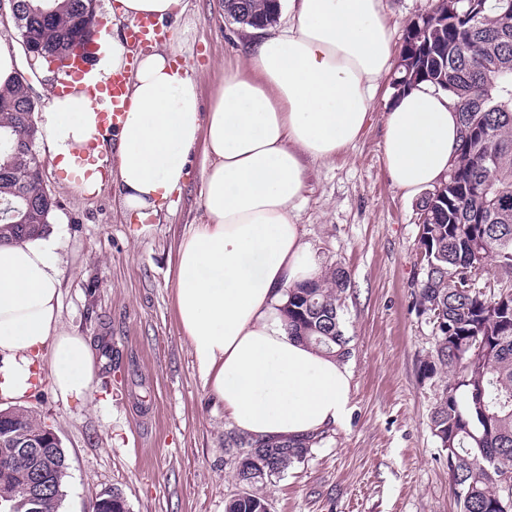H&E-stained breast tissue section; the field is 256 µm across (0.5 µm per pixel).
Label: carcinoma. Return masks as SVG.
<instances>
[{
  "instance_id": "1",
  "label": "carcinoma",
  "mask_w": 512,
  "mask_h": 512,
  "mask_svg": "<svg viewBox=\"0 0 512 512\" xmlns=\"http://www.w3.org/2000/svg\"><path fill=\"white\" fill-rule=\"evenodd\" d=\"M25 33L44 56H78L82 44L83 0H21ZM470 11L454 16L451 4L434 6L445 23L422 35L423 44H402L400 56L415 62L397 72L405 88L427 81L448 87L461 116V139L450 165L448 198H422L437 213L424 225L431 255L424 258L422 286L414 291L421 316L437 314L448 329L432 337L431 355L420 362L424 378L447 375L430 417L441 451L456 461L450 470L457 512H512V0H464ZM252 12L271 24L275 0H253ZM27 106L19 76L0 89V242H22L43 234L53 201L29 205L37 188L31 157L19 153L21 111ZM491 262L498 283L489 296L463 285L464 273ZM348 276L340 267L315 281L288 289V331L328 353L349 354L350 338L340 326L339 309ZM0 417L28 430L45 427L25 407H7ZM319 434L304 441L255 444L228 433L226 448H250L253 460L236 469L242 491L226 500L224 512H264L267 501L254 490L260 480L278 475L322 444ZM43 469L50 484L37 508L19 504L15 512H58L68 464L57 448L38 462L28 454L13 457L0 475V496L25 485Z\"/></svg>"
}]
</instances>
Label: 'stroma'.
<instances>
[{"label":"stroma","instance_id":"stroma-1","mask_svg":"<svg viewBox=\"0 0 512 512\" xmlns=\"http://www.w3.org/2000/svg\"><path fill=\"white\" fill-rule=\"evenodd\" d=\"M382 4L397 50L408 23L435 0ZM246 38L221 0H188L183 21L167 23L142 50L180 48L206 110ZM0 39L46 109L50 84L32 71L12 21L0 22ZM393 99L382 80L355 144L309 165L299 221L321 268L349 276L340 320L351 339L352 412L304 462L260 484L269 512H456L448 458L430 429L441 382L419 369L432 339L415 310L418 200L392 184L382 154ZM200 180L201 162L191 160L172 206L141 220L127 214L114 183L84 195L46 168L63 218L48 230L62 270L60 325L112 352L89 398L56 399L46 356L20 401L61 441L68 475L59 512H91L107 491L120 492L128 512H224L239 490V454L224 446L230 423L203 387L175 305L178 247L202 218Z\"/></svg>","mask_w":512,"mask_h":512}]
</instances>
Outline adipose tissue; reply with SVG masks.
<instances>
[{"label": "adipose tissue", "instance_id": "adipose-tissue-1", "mask_svg": "<svg viewBox=\"0 0 512 512\" xmlns=\"http://www.w3.org/2000/svg\"><path fill=\"white\" fill-rule=\"evenodd\" d=\"M122 19H181L187 0H116ZM287 22L256 29L243 60L225 68L209 110L199 84L164 48L129 63L121 42H100L97 61L50 94L33 119L67 187L92 193L98 165L75 153L103 136L97 87L128 73L113 180L128 211L157 212L181 192L202 150V222L183 237L175 269L180 332L212 399L236 432L257 442L306 439L351 414L352 370L289 333L288 288L320 276L299 222L307 164L354 143L393 62L381 0H284ZM460 137L455 98L422 82L385 116L383 154L409 196L446 178ZM53 238L0 245V396L23 399L51 350L61 399L88 396L96 355L60 326L61 270Z\"/></svg>", "mask_w": 512, "mask_h": 512}]
</instances>
